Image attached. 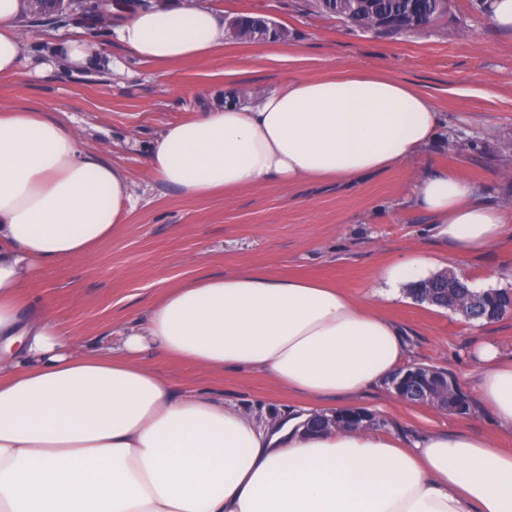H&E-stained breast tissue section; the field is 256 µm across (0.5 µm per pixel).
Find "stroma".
<instances>
[{
    "label": "stroma",
    "instance_id": "35a3bbf8",
    "mask_svg": "<svg viewBox=\"0 0 512 512\" xmlns=\"http://www.w3.org/2000/svg\"><path fill=\"white\" fill-rule=\"evenodd\" d=\"M196 2L228 17L266 14L288 38L229 39L194 62L154 65L127 53L109 27H98L91 35L104 59H120L123 70L103 65L74 71L49 51L75 35V26L58 14L39 25L26 12L19 19L32 61L0 77V111L46 112L73 127L88 153L126 171L138 197L126 223L92 258L41 269L27 285L64 330L82 345L104 346L125 327L143 323L149 304L167 288L234 270L321 278L369 302L386 268L425 257L434 272L453 270L469 286L512 290V232L482 253L447 258L407 186L408 173L448 168L482 201L512 209V35L500 32L489 14L474 11L470 0H448L447 14L431 26L386 36L349 30L336 17L315 12L309 0ZM348 70L387 75L435 102L442 114L437 137L409 171L391 169L350 183L268 182L190 198L147 165L151 143L169 123L231 99L250 104L291 77ZM377 308L407 329L412 364L453 374L473 404L461 416L407 402L385 384L361 396L358 406L408 436L466 431L512 450V438L498 434L475 403L473 386L485 341L512 351V312L491 322L468 321L416 301L405 287L398 300ZM149 365L174 384L213 390L251 411L302 405L257 372L214 374L163 355Z\"/></svg>",
    "mask_w": 512,
    "mask_h": 512
}]
</instances>
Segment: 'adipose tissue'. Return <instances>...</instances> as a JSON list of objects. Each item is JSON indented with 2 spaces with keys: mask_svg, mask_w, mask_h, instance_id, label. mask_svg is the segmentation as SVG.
Listing matches in <instances>:
<instances>
[{
  "mask_svg": "<svg viewBox=\"0 0 512 512\" xmlns=\"http://www.w3.org/2000/svg\"><path fill=\"white\" fill-rule=\"evenodd\" d=\"M117 40L153 64L213 54L224 19L195 0H106ZM21 0H0V75L25 61ZM441 114L379 73L293 78L247 107L229 102L168 124L147 162L187 197L265 182L353 181L405 167ZM411 197L455 253L484 251L512 212L457 173L413 177ZM135 205L127 174L84 152L46 113H0V512H512V453L489 438L368 427L312 434V413L352 409L410 359L402 329L343 289L259 271L169 288L107 348L76 347L24 294L38 267L90 258ZM429 265L383 275L391 301ZM162 354L201 369L256 371L300 412L249 411L179 388L148 366ZM475 388L512 436V354L480 352Z\"/></svg>",
  "mask_w": 512,
  "mask_h": 512,
  "instance_id": "adipose-tissue-1",
  "label": "adipose tissue"
}]
</instances>
